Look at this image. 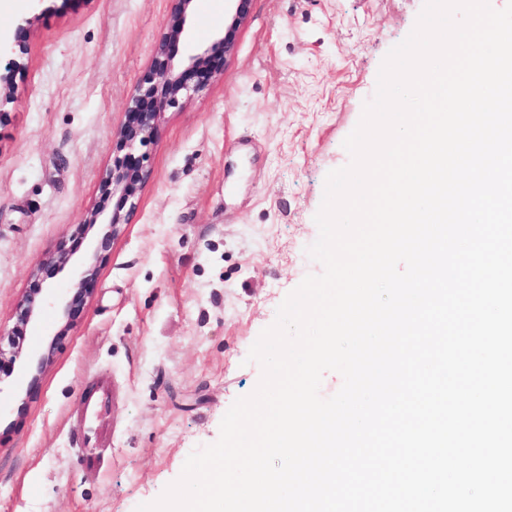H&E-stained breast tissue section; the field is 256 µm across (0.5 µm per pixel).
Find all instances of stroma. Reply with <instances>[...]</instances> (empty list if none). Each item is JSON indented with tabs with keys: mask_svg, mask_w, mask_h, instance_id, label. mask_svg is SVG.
Instances as JSON below:
<instances>
[{
	"mask_svg": "<svg viewBox=\"0 0 512 512\" xmlns=\"http://www.w3.org/2000/svg\"><path fill=\"white\" fill-rule=\"evenodd\" d=\"M424 0H251L220 78L165 111L146 149L136 208L98 261L73 326L47 309L0 374V512H135L157 500L195 449L216 442L234 401L261 378L247 355L306 275V249L329 171L372 99L389 50ZM33 0H0V31L26 49L0 119V331L41 275L61 292L103 227L88 210L121 208L100 185L117 129L173 0H53L24 31ZM231 21L196 0L177 52L203 51ZM63 271L41 268L60 243ZM52 351L44 370L36 364ZM114 387L99 454L82 474L70 437L81 391Z\"/></svg>",
	"mask_w": 512,
	"mask_h": 512,
	"instance_id": "obj_1",
	"label": "stroma"
}]
</instances>
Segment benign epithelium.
Listing matches in <instances>:
<instances>
[{
  "mask_svg": "<svg viewBox=\"0 0 512 512\" xmlns=\"http://www.w3.org/2000/svg\"><path fill=\"white\" fill-rule=\"evenodd\" d=\"M228 2L233 18L232 23L224 29V33L215 36L211 45L203 52L179 58L173 54L172 47L186 34L194 0H174V21L160 37L155 48L153 67L141 79L137 93L129 103L127 119L117 131L121 145L132 150L138 145L145 147L150 144L155 137L161 113L168 108L180 107L183 100L203 88L201 84L189 86L184 80L185 74L194 73L206 79L216 76L214 62L231 53L236 28L247 18L251 0ZM23 54L24 49L17 50L7 38L0 37V61H5V65L0 66V97L7 95L15 73L21 69L20 59ZM145 177L144 156H136L129 152L113 160L112 170L101 184L102 195L118 194L130 203V207L129 212L125 214L119 210L109 212L100 206L86 214L83 220L84 227L92 229L98 224L105 227L98 250H107L118 235L120 227L128 223L130 211L135 209L136 199ZM72 256V250L62 243L44 259V264L62 270L71 261ZM98 259L99 256L95 254L84 262L78 284L58 296L43 287L40 280H35L33 288L24 294L19 304L17 323L7 333L12 351L7 353L0 346V372L13 368L19 354L20 337L25 335L29 323L41 314L46 305H56L61 316L66 319L65 327L72 326L88 301L87 285L97 275Z\"/></svg>",
  "mask_w": 512,
  "mask_h": 512,
  "instance_id": "obj_1",
  "label": "benign epithelium"
}]
</instances>
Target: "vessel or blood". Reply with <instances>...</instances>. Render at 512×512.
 Wrapping results in <instances>:
<instances>
[{
    "label": "vessel or blood",
    "instance_id": "1",
    "mask_svg": "<svg viewBox=\"0 0 512 512\" xmlns=\"http://www.w3.org/2000/svg\"><path fill=\"white\" fill-rule=\"evenodd\" d=\"M83 431L71 437L72 447L79 452V466L84 473L96 472L99 466L96 447L105 442L107 429L101 422V415L112 401V381L102 376L93 388L80 396Z\"/></svg>",
    "mask_w": 512,
    "mask_h": 512
}]
</instances>
